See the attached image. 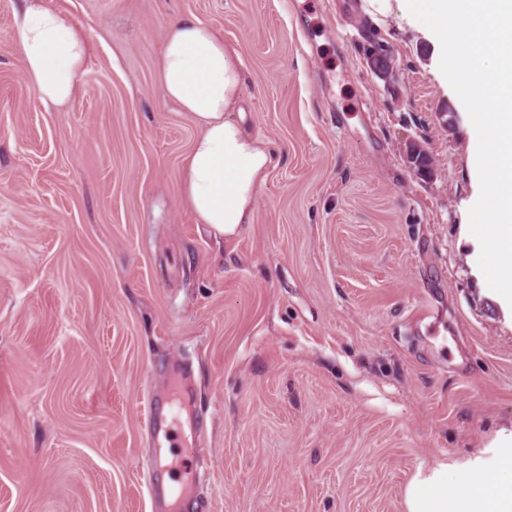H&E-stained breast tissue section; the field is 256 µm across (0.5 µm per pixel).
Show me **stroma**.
Segmentation results:
<instances>
[{"mask_svg":"<svg viewBox=\"0 0 512 512\" xmlns=\"http://www.w3.org/2000/svg\"><path fill=\"white\" fill-rule=\"evenodd\" d=\"M46 3L91 45L45 108L0 0V512H159L142 399L177 368L202 448L182 512H405L437 463L503 477L512 308L462 233L469 116L406 0L375 21L362 0ZM189 16L239 58L273 157L221 243L181 202L198 128L160 86Z\"/></svg>","mask_w":512,"mask_h":512,"instance_id":"obj_1","label":"stroma"}]
</instances>
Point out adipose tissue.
<instances>
[{
  "mask_svg": "<svg viewBox=\"0 0 512 512\" xmlns=\"http://www.w3.org/2000/svg\"><path fill=\"white\" fill-rule=\"evenodd\" d=\"M10 39L46 108L76 97L88 35L70 15L45 0H21ZM160 73L164 97L199 129L182 161V203L215 239L234 237L253 223L258 191L273 163L266 145L233 114L243 70L211 25L186 18L164 32ZM404 505L406 512H512V477L487 480L476 463L452 478L442 463L409 482Z\"/></svg>",
  "mask_w": 512,
  "mask_h": 512,
  "instance_id": "adipose-tissue-1",
  "label": "adipose tissue"
}]
</instances>
